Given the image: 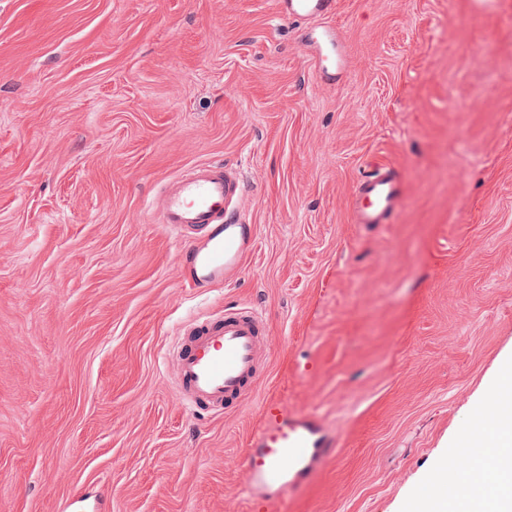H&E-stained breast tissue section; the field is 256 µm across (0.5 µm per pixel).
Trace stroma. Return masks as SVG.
Segmentation results:
<instances>
[{
    "instance_id": "35a3bbf8",
    "label": "stroma",
    "mask_w": 512,
    "mask_h": 512,
    "mask_svg": "<svg viewBox=\"0 0 512 512\" xmlns=\"http://www.w3.org/2000/svg\"><path fill=\"white\" fill-rule=\"evenodd\" d=\"M336 25L326 85L274 0H0V512H249L270 397L338 438L272 512H463L455 448L512 372V0H340ZM213 159L258 243L200 292L149 202ZM376 164L405 204L353 223ZM232 305L266 322L265 379L193 415L166 351Z\"/></svg>"
}]
</instances>
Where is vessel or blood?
<instances>
[{
  "label": "vessel or blood",
  "instance_id": "vessel-or-blood-1",
  "mask_svg": "<svg viewBox=\"0 0 512 512\" xmlns=\"http://www.w3.org/2000/svg\"><path fill=\"white\" fill-rule=\"evenodd\" d=\"M338 0H275L284 19L300 28L315 71L335 81L346 70V55L334 24ZM244 180L227 163L194 166L165 181L154 200L159 221L189 246L179 255L183 281L206 290L233 278L255 243L238 202ZM406 199L405 185L390 167L374 166L359 180L350 201L357 224H389ZM266 326L252 307H227L188 320L168 352L176 392L194 413L234 410L264 379ZM485 428L475 417L454 453L463 465ZM335 438L320 416L288 409L270 398L261 407L245 450L243 486L250 512H268L283 496L308 486L322 469Z\"/></svg>",
  "mask_w": 512,
  "mask_h": 512
}]
</instances>
